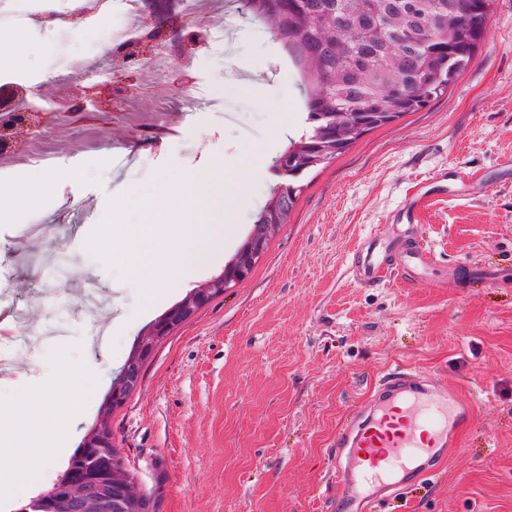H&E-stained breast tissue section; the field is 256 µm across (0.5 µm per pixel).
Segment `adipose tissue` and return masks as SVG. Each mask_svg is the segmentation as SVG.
<instances>
[{
    "label": "adipose tissue",
    "instance_id": "adipose-tissue-1",
    "mask_svg": "<svg viewBox=\"0 0 512 512\" xmlns=\"http://www.w3.org/2000/svg\"><path fill=\"white\" fill-rule=\"evenodd\" d=\"M54 179L55 172L49 166L37 181L18 176L9 189H0V217L42 200L52 191ZM141 205L147 218L130 228L126 237L130 272L142 284L145 299L150 300L157 288L176 287L188 280L207 247L195 223L202 212V198L194 180H162ZM89 376L83 369L68 370L55 389L34 392L16 404L11 416L15 438L9 450L0 454V487L22 496L37 484L42 468L56 450L54 436L46 435L41 424L53 422L55 435L65 434Z\"/></svg>",
    "mask_w": 512,
    "mask_h": 512
}]
</instances>
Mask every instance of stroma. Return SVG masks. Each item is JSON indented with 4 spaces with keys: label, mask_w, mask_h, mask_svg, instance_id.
Instances as JSON below:
<instances>
[{
    "label": "stroma",
    "mask_w": 512,
    "mask_h": 512,
    "mask_svg": "<svg viewBox=\"0 0 512 512\" xmlns=\"http://www.w3.org/2000/svg\"><path fill=\"white\" fill-rule=\"evenodd\" d=\"M55 18L24 28L28 52L0 40V73L52 76L105 57L112 16L78 31ZM222 45L187 62L199 106L161 146L135 140L122 116L104 131L77 126L41 140L56 190L0 221V402L50 386L64 367L94 372L69 448L104 416L113 379L139 338L190 292L214 280L248 235L276 182V156L304 126V92L279 40L246 17ZM512 0H495L471 65L419 112L374 129L310 172L288 222L249 275L160 340L141 384L108 415L115 447L153 512H334L336 435L379 381L413 368L451 386L475 410L436 475L376 512H512ZM448 168L482 176V194L432 201L416 243L458 279L360 284L353 249L392 240L391 215L417 181ZM196 177L213 246L194 278L146 307L129 273L125 228L162 179ZM250 186L238 200L239 181ZM113 224L111 242L99 227Z\"/></svg>",
    "instance_id": "obj_1"
}]
</instances>
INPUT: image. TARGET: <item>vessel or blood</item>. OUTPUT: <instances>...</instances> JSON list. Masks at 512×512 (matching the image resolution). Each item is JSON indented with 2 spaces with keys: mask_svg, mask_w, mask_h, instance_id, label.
<instances>
[{
  "mask_svg": "<svg viewBox=\"0 0 512 512\" xmlns=\"http://www.w3.org/2000/svg\"><path fill=\"white\" fill-rule=\"evenodd\" d=\"M460 181L453 170L446 179L421 186L399 206L397 223H415L427 199L453 195ZM436 269L435 256L408 235L394 241L368 237L354 257V272L368 286L389 276L420 284ZM473 410L452 387L417 372H390L336 440L341 450L336 512H372L374 503L435 473L449 450L458 447Z\"/></svg>",
  "mask_w": 512,
  "mask_h": 512,
  "instance_id": "obj_1",
  "label": "vessel or blood"
}]
</instances>
